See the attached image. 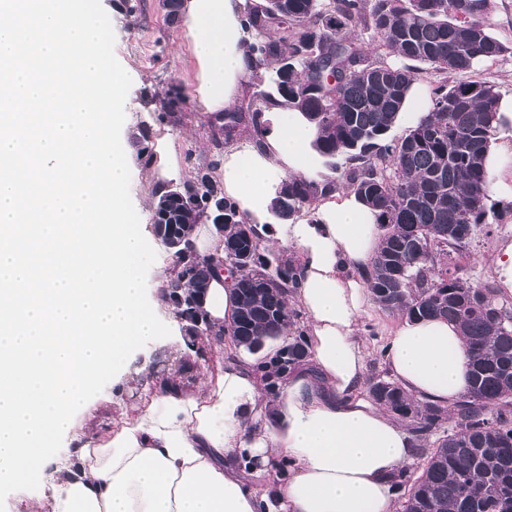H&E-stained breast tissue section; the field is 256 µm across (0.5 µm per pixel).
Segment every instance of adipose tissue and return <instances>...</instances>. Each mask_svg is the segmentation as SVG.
Returning a JSON list of instances; mask_svg holds the SVG:
<instances>
[{"label": "adipose tissue", "instance_id": "adipose-tissue-1", "mask_svg": "<svg viewBox=\"0 0 512 512\" xmlns=\"http://www.w3.org/2000/svg\"><path fill=\"white\" fill-rule=\"evenodd\" d=\"M241 0H184V23L206 110L230 108L251 75ZM261 149H225L224 195L248 223L263 224L284 176L315 165L316 127L295 109L273 111ZM299 265L289 301L305 314L311 345L276 398L262 390L260 357L224 358L216 381L184 390L163 380L134 414L111 428L69 436L67 462L44 473L51 512H396L395 477L416 458L414 434L362 394L366 351L359 317L362 273L380 244L375 214L337 194L280 237ZM238 294L227 275L211 279L203 302L214 333L227 331ZM385 359L394 380L422 402L452 408L470 389L457 327L439 319L402 321ZM266 486H256L259 478Z\"/></svg>", "mask_w": 512, "mask_h": 512}]
</instances>
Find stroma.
I'll return each instance as SVG.
<instances>
[{"label": "stroma", "instance_id": "35a3bbf8", "mask_svg": "<svg viewBox=\"0 0 512 512\" xmlns=\"http://www.w3.org/2000/svg\"><path fill=\"white\" fill-rule=\"evenodd\" d=\"M115 33L114 53L134 75L125 110V143L130 156V197L140 217L141 230L156 252L155 269L147 280L156 283L158 268L174 264L171 249L155 238L151 181L169 187L188 179L194 168L217 161L224 154L211 139L209 114L196 94L197 64L185 25H169L159 0H101ZM512 239V218L487 224L477 231L463 272L474 282L495 283L491 260L501 242ZM397 316L368 301L360 317V335L368 353L366 374L386 372L381 355ZM231 341L218 344L189 341L187 329L150 341L130 357L124 374L111 379L92 398L85 413L75 418V429L91 433L111 427L113 419L136 406L145 388L175 379L187 390L216 379L224 367Z\"/></svg>", "mask_w": 512, "mask_h": 512}]
</instances>
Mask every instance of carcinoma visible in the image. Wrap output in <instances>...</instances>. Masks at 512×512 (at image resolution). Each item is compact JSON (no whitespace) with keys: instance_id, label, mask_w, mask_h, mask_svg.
I'll return each mask as SVG.
<instances>
[{"instance_id":"obj_1","label":"carcinoma","mask_w":512,"mask_h":512,"mask_svg":"<svg viewBox=\"0 0 512 512\" xmlns=\"http://www.w3.org/2000/svg\"><path fill=\"white\" fill-rule=\"evenodd\" d=\"M244 12L254 36L252 77L265 84L264 94L250 96L244 112L224 113L215 139L228 144L231 131L248 123L260 148L262 112L276 105L303 112L318 130L314 148L336 178L288 177L274 214L293 220L339 189L356 194L382 229L367 274L376 303L400 317L448 320L465 338L472 389L452 410L418 401L386 375L367 383L373 402L407 422L424 457L420 476L405 469L398 475L409 484L401 512H512V303L453 262L481 225L512 215V207L487 204L485 153L497 133L500 91L484 81L452 80L512 52L492 33V0H247ZM358 26L374 39L372 51L351 38ZM329 72L336 83L326 82ZM418 74L433 77L430 108L394 140L390 132ZM181 191L184 203L165 190L152 211L154 218L171 215L172 236L189 238L214 196L224 201L225 246H249L250 233L262 240L204 169ZM220 268L216 255L176 260L167 300ZM297 286V265L259 245L236 283V344L288 331V347L262 363L268 378L308 357L300 312L287 301Z\"/></svg>"}]
</instances>
